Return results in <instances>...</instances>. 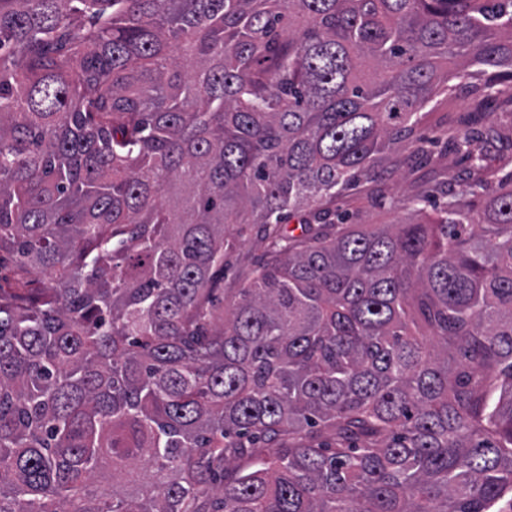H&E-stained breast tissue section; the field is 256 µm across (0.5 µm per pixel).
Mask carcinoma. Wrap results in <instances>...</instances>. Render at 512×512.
<instances>
[{
	"mask_svg": "<svg viewBox=\"0 0 512 512\" xmlns=\"http://www.w3.org/2000/svg\"><path fill=\"white\" fill-rule=\"evenodd\" d=\"M476 2L0 0V512L512 506V0ZM228 224L268 250L226 306ZM472 100V96L460 89H452L448 94L442 93L430 105L434 107L435 112L428 119V125L431 127L427 131L434 135L446 137V132L450 134L456 127L454 118L457 112H462ZM448 113V122H445V115ZM445 134V135H444ZM408 143L407 141H401L393 145L392 157L397 160L396 165H388L383 171V181L387 187L394 191H405L410 185L413 187H420L424 185L428 178V169H417L409 172L404 165L399 161L408 154Z\"/></svg>",
	"mask_w": 512,
	"mask_h": 512,
	"instance_id": "1",
	"label": "carcinoma"
}]
</instances>
